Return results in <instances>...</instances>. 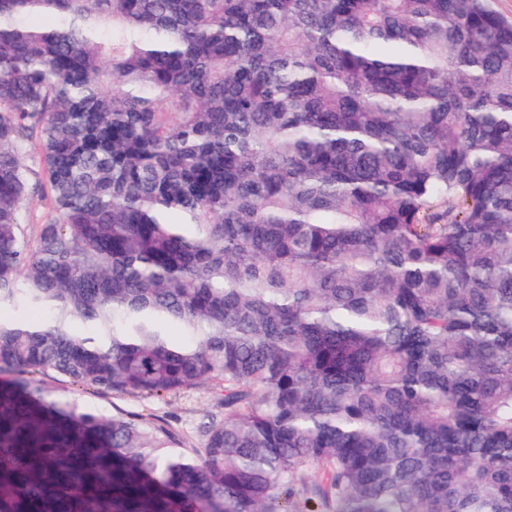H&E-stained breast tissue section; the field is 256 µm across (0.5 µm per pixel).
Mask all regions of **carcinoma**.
Returning a JSON list of instances; mask_svg holds the SVG:
<instances>
[{
    "mask_svg": "<svg viewBox=\"0 0 512 512\" xmlns=\"http://www.w3.org/2000/svg\"><path fill=\"white\" fill-rule=\"evenodd\" d=\"M5 307L0 512H512V21L0 0ZM82 406L106 413H151L171 429L182 435H191L195 427L214 411L216 394L210 387L170 394L162 400L132 395L107 394L92 396L78 394Z\"/></svg>",
    "mask_w": 512,
    "mask_h": 512,
    "instance_id": "cac0c4a2",
    "label": "carcinoma"
}]
</instances>
